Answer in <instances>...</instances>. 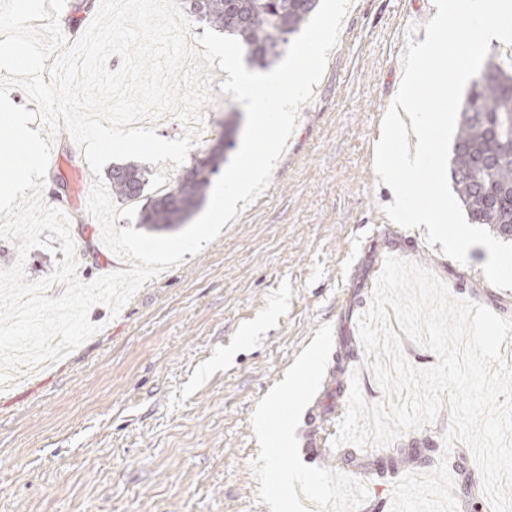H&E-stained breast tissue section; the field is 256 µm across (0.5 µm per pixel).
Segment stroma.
Masks as SVG:
<instances>
[{"instance_id":"stroma-1","label":"stroma","mask_w":512,"mask_h":512,"mask_svg":"<svg viewBox=\"0 0 512 512\" xmlns=\"http://www.w3.org/2000/svg\"><path fill=\"white\" fill-rule=\"evenodd\" d=\"M432 0H352L311 102L267 190L221 235L161 272L117 317L91 308L97 334L0 389V512H391L394 482L447 462L458 512H481L471 449L444 448L449 412L385 447L313 455L347 410L351 375L367 402L382 393L365 364L358 319L387 255L414 262L453 297L512 319V290L491 285L482 247L461 264L426 227L379 223L394 200L374 168L407 42H421ZM214 69L194 151L222 132L231 95ZM94 176L67 129L52 145L43 191L66 193L77 276L124 269L87 213ZM326 349L307 381L281 392L302 358ZM286 407L259 436L260 406ZM300 475L268 480L267 468Z\"/></svg>"}]
</instances>
